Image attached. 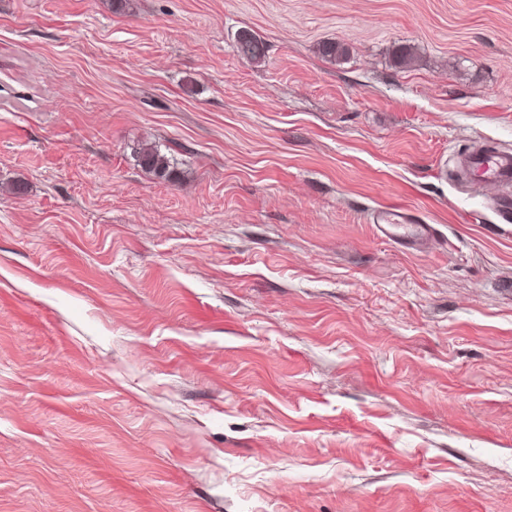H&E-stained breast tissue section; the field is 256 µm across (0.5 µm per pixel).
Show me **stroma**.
Returning a JSON list of instances; mask_svg holds the SVG:
<instances>
[{"mask_svg":"<svg viewBox=\"0 0 512 512\" xmlns=\"http://www.w3.org/2000/svg\"><path fill=\"white\" fill-rule=\"evenodd\" d=\"M486 147L512 0H0V512H512ZM235 48L241 58L252 63H262L267 57V43L250 30L239 31ZM133 155L144 171L153 174L159 179L175 182L180 179V172L171 166V160L162 154L155 145H142L134 149ZM379 237L403 248L416 249L432 234L430 224H421L414 212L400 206H389L370 213Z\"/></svg>","mask_w":512,"mask_h":512,"instance_id":"stroma-1","label":"stroma"}]
</instances>
